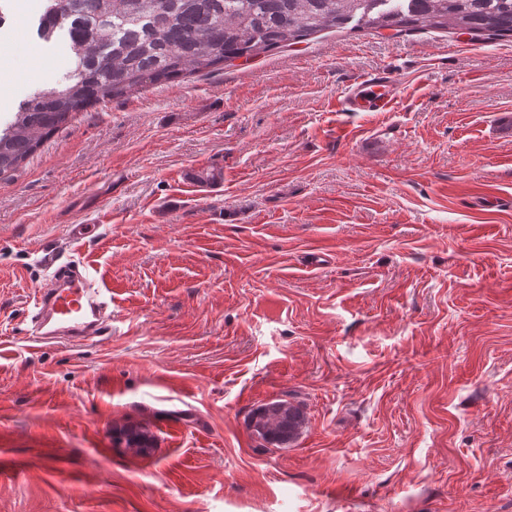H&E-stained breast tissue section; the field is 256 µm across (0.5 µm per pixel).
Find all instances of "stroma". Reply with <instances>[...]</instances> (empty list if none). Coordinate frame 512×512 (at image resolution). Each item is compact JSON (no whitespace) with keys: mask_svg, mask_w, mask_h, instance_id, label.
Listing matches in <instances>:
<instances>
[{"mask_svg":"<svg viewBox=\"0 0 512 512\" xmlns=\"http://www.w3.org/2000/svg\"><path fill=\"white\" fill-rule=\"evenodd\" d=\"M40 15L0 28V129L76 68ZM379 70L392 109L342 110ZM79 260L111 335L37 342ZM277 398L285 448L246 424ZM0 512H512V39L326 30L105 100L0 177ZM304 422L300 406L288 399H277L253 410L247 426L252 435L264 444L285 447L295 440Z\"/></svg>","mask_w":512,"mask_h":512,"instance_id":"1","label":"stroma"}]
</instances>
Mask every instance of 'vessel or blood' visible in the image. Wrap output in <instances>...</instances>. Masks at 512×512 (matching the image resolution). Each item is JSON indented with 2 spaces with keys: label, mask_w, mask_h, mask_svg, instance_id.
Segmentation results:
<instances>
[{
  "label": "vessel or blood",
  "mask_w": 512,
  "mask_h": 512,
  "mask_svg": "<svg viewBox=\"0 0 512 512\" xmlns=\"http://www.w3.org/2000/svg\"><path fill=\"white\" fill-rule=\"evenodd\" d=\"M398 92L395 75L381 70L355 81L342 100L345 110L390 111ZM112 292L88 273L77 270L56 278L33 298L34 336L49 340L65 336L78 342L103 332L109 320Z\"/></svg>",
  "instance_id": "vessel-or-blood-1"
}]
</instances>
